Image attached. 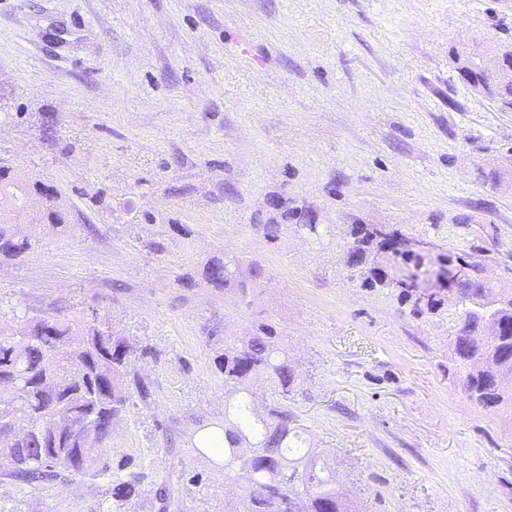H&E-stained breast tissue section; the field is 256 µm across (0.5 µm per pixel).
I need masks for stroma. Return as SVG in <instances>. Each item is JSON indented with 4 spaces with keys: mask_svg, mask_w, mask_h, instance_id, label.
Listing matches in <instances>:
<instances>
[{
    "mask_svg": "<svg viewBox=\"0 0 512 512\" xmlns=\"http://www.w3.org/2000/svg\"><path fill=\"white\" fill-rule=\"evenodd\" d=\"M476 41L512 44V0H0V160L56 187L74 226L19 224L39 242L0 264V323L78 318L101 296L153 390L101 467L183 471L186 505L224 512V478L191 446L224 418L208 331L259 314L296 360L304 446L335 453L367 512H512V416L449 376L447 323L360 288L348 263L352 226L375 224L512 288V176L488 179L512 112L458 71ZM258 224L289 231L270 245ZM220 250L265 268L249 311L180 286ZM111 504L107 476L0 478V512Z\"/></svg>",
    "mask_w": 512,
    "mask_h": 512,
    "instance_id": "stroma-1",
    "label": "stroma"
}]
</instances>
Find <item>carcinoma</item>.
<instances>
[{"label":"carcinoma","mask_w":512,"mask_h":512,"mask_svg":"<svg viewBox=\"0 0 512 512\" xmlns=\"http://www.w3.org/2000/svg\"><path fill=\"white\" fill-rule=\"evenodd\" d=\"M472 87L512 110V67L485 74ZM31 217L59 235L72 233L67 206L52 186L19 168L0 163V258L16 260L32 249V239H19L15 226ZM256 233L275 243L288 232L287 224H255ZM349 265L359 269L360 287L369 291L395 288L397 283L368 257L381 250L375 233L364 225L354 228ZM264 278L257 263L236 255L216 254L184 274L185 288L202 285L232 295L236 310L252 305L251 293ZM417 316L448 317L452 376L475 404L512 414V291L494 288L478 268L458 282L453 298L429 295L405 287L397 296ZM498 308L497 334L490 338L478 307ZM89 314L29 318L19 329L0 328V459L6 458V478L23 485L64 481L72 476L100 477L101 445L129 401L134 385L143 402L153 397L150 384L130 377L131 348L127 339L88 307ZM214 365L224 381V421L208 423V433L191 441L205 448L224 438L223 454L211 459L224 475V512H360L358 502L336 487L331 462L324 452L302 447L301 436L288 407L278 402L259 411L254 382L263 378L277 395L294 391L297 373L283 331L271 317L251 320L244 336H224L215 342ZM147 476L137 470L110 476L112 512H138L141 498L152 496L154 512L185 509L179 497L183 474L169 471L145 488Z\"/></svg>","instance_id":"cac0c4a2"}]
</instances>
